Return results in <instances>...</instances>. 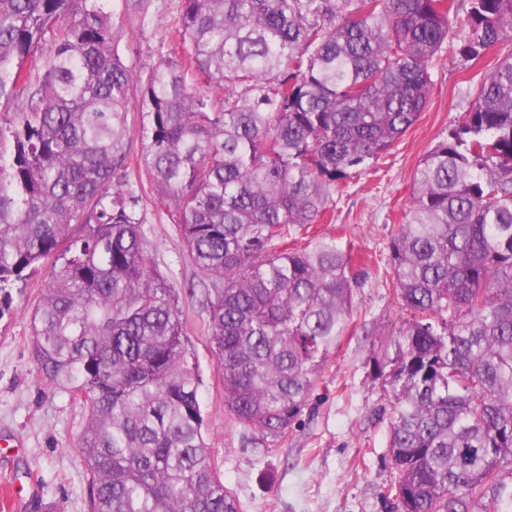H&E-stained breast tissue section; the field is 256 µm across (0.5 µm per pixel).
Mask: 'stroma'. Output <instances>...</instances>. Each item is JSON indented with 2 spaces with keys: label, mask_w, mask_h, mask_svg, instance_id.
I'll list each match as a JSON object with an SVG mask.
<instances>
[{
  "label": "stroma",
  "mask_w": 512,
  "mask_h": 512,
  "mask_svg": "<svg viewBox=\"0 0 512 512\" xmlns=\"http://www.w3.org/2000/svg\"><path fill=\"white\" fill-rule=\"evenodd\" d=\"M108 8L121 31L117 52L136 73L147 74L161 57L176 52L168 27L181 0H141L135 8L127 0H110ZM488 71L483 60L461 73L454 53L444 50L418 123L380 159L376 175L350 179L335 201L333 223L319 224L322 232L343 229L369 262L357 290L352 333L324 369L329 386L313 392L288 438L272 443L234 422L224 408L221 375L208 348L207 310L200 298L181 297L188 347L202 379L212 456L241 512H390L380 489L396 472L381 414L392 396L375 378L372 358L379 333L397 330L406 314L379 269L410 205L417 165L469 110L470 80H482ZM138 209L163 274L181 285L198 281L170 214L156 208L147 191ZM44 282L40 275L12 288V310L0 318V489L12 483L27 492L23 512H91L88 480L73 451L85 410L67 392L38 380L29 351L30 316Z\"/></svg>",
  "instance_id": "1"
}]
</instances>
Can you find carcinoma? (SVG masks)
Wrapping results in <instances>:
<instances>
[{"label":"carcinoma","mask_w":512,"mask_h":512,"mask_svg":"<svg viewBox=\"0 0 512 512\" xmlns=\"http://www.w3.org/2000/svg\"><path fill=\"white\" fill-rule=\"evenodd\" d=\"M178 52L140 77L106 0H0V319L48 269L39 378L86 406L93 512H240L204 436L179 288L127 167L178 224L236 423L277 443L350 334L354 243L309 234L414 126L447 44L500 54L419 162L392 238L409 318L375 360L393 396L396 512H512V0H182ZM49 42L53 54L37 58ZM128 122L133 130L130 142L131 160L129 161V165L127 166L125 171L122 173L120 183L127 184L128 186H132L135 189H140L137 158L140 155L142 149L140 138L142 116L140 112L139 102L136 99H133L130 105Z\"/></svg>","instance_id":"cac0c4a2"}]
</instances>
